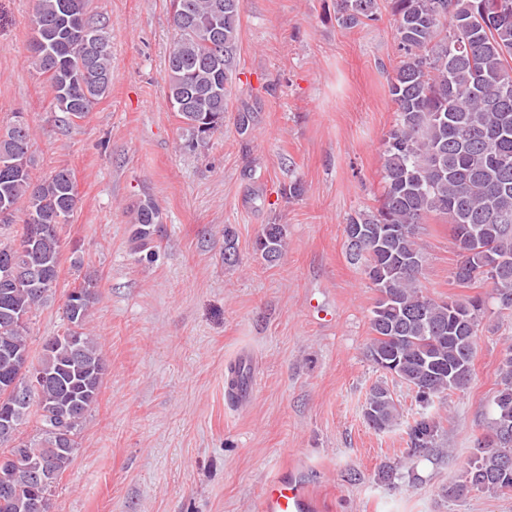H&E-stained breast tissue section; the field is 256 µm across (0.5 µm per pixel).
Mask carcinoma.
Listing matches in <instances>:
<instances>
[{"mask_svg":"<svg viewBox=\"0 0 512 512\" xmlns=\"http://www.w3.org/2000/svg\"><path fill=\"white\" fill-rule=\"evenodd\" d=\"M32 51L46 76L55 106L82 117L112 82V46L105 24L87 11V0H31ZM395 38L403 60L389 82L396 105L395 124L383 140L384 190L380 205L359 211L346 225L367 231L350 259L363 264L379 293L371 310L372 338L367 356L376 368L415 393L420 410L408 422L406 463L429 458L443 430V417L430 411L448 392L462 391L473 371L480 326L486 313L512 315V236L504 238L498 215L512 217V0H389ZM241 0H173L176 36L165 60L167 100L174 105L192 148L204 146L201 125L224 121V87L237 77ZM378 0H340L339 21L347 28L377 17ZM29 126L18 122L0 133V227L21 224L14 240L0 241V258L14 255L22 264L47 269L50 281L31 280L0 287V406L13 384L27 392V378L12 367L30 360L27 321L55 288L63 248L62 230L76 209L74 175L62 167L35 179L31 173ZM433 215L448 216L459 259L451 272L463 288H486L484 295L436 299L423 289L426 257L420 243L422 224ZM160 223L153 202L135 211L131 239L140 249L152 241ZM286 228L267 224L255 241L266 261L277 260ZM97 300L88 290L77 318L63 307V319L80 330L78 353L66 334L46 338L39 371L51 375L31 402L12 410L16 425L30 416L38 436L32 454L11 465L0 464V512H17V499L37 496L17 483L19 468L44 459L58 476L70 467L73 450L58 448L47 430L48 414L67 417L78 436L87 414L98 403L106 362L95 339L83 332ZM499 381L489 401L491 418L474 457L459 476L440 489L445 498L472 492L512 490V345L498 368ZM370 428L385 431L400 417V405L378 383L366 398Z\"/></svg>","mask_w":512,"mask_h":512,"instance_id":"1","label":"carcinoma"}]
</instances>
